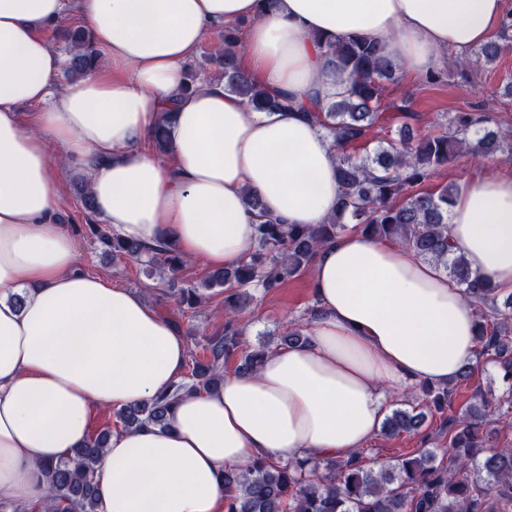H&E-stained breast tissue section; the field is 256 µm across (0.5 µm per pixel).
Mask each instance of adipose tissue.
Listing matches in <instances>:
<instances>
[{
  "label": "adipose tissue",
  "instance_id": "1",
  "mask_svg": "<svg viewBox=\"0 0 512 512\" xmlns=\"http://www.w3.org/2000/svg\"><path fill=\"white\" fill-rule=\"evenodd\" d=\"M504 0H0V512L43 498L41 466L83 445L96 409L171 393L179 329L138 291L87 273L57 221L67 173L129 240L211 268L239 264L259 196L285 224L327 221L337 152L303 117L347 93L327 43L381 42L404 75L488 42ZM101 64L58 85L43 29L70 16ZM243 25L241 70L288 112H259L223 82L185 89L206 31ZM174 110L167 158L147 146ZM61 146L53 155V146ZM448 235L470 269L512 292V175L463 179ZM305 344L251 374L177 395L165 425L119 429L96 474L102 512H226L224 469L256 459H346L378 433L387 395L444 386L473 358L474 306L442 266L349 230L322 246ZM22 304H15V297Z\"/></svg>",
  "mask_w": 512,
  "mask_h": 512
}]
</instances>
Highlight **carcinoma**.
Here are the masks:
<instances>
[{"label":"carcinoma","instance_id":"obj_1","mask_svg":"<svg viewBox=\"0 0 512 512\" xmlns=\"http://www.w3.org/2000/svg\"><path fill=\"white\" fill-rule=\"evenodd\" d=\"M512 12L501 24L502 42L490 41L477 51L486 63L494 61L512 37ZM66 55L65 72L84 76L97 61V50L89 31L60 25L55 29ZM213 60L220 65L225 88L240 96L256 111H287L285 96L275 98L265 87L237 65L238 35L224 30ZM336 67L350 80L347 95L327 103V111L311 117L338 149L337 180L341 188L336 212L327 223L316 226L281 224L265 218L257 227V246L234 268L215 270L197 284L169 283L180 304L195 309L210 288L224 290V333L207 339L206 360L194 361L191 382L176 385L174 393L214 389L224 379V362L239 355L238 372L255 371L269 348L242 349L237 315L246 306L242 288L256 283L266 290L279 287L288 278L310 267L319 248L355 224L369 236L396 240L417 257L443 266L448 276L478 306L479 332L476 359L489 358L500 364L503 381L509 385L505 402L512 405V294L499 298V289L486 275L474 273L463 255L451 249L448 239V206L456 188L437 192L419 190L431 173L463 152L494 154L512 151V136L488 127L490 116L456 112L448 120L449 132L416 138L417 115L410 98L382 105L384 82L395 79L399 68L378 42L350 37L328 45ZM170 111H165L151 141L160 153L168 152L171 137ZM396 124L394 137L362 156L347 147L364 139L380 121ZM82 205L89 230L112 257L147 258L152 269L176 274L186 259L164 245L147 247L96 224L97 214L87 188H82ZM173 396L157 397L117 410L123 427L162 425ZM491 401L452 419L448 428V465L435 464L432 451L423 449L395 463L368 467L363 453L346 460H291L274 464L265 460L242 469H224V484L231 489L227 512H491L489 500L498 497L512 505V448H495L482 455V425ZM426 418L417 408H398L385 418L382 433L416 432ZM112 431L104 430L86 443L71 449L57 462L46 466L47 512H101V499L94 465Z\"/></svg>","mask_w":512,"mask_h":512}]
</instances>
